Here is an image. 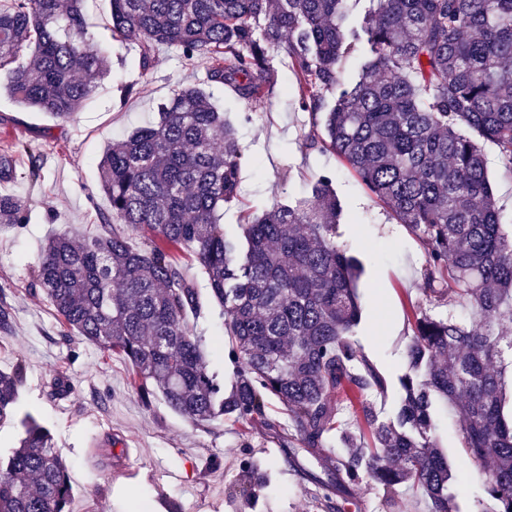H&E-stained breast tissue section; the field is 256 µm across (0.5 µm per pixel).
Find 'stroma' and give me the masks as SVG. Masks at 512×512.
<instances>
[{"label":"stroma","mask_w":512,"mask_h":512,"mask_svg":"<svg viewBox=\"0 0 512 512\" xmlns=\"http://www.w3.org/2000/svg\"><path fill=\"white\" fill-rule=\"evenodd\" d=\"M84 14L91 37L109 57L111 73L72 119L28 111L0 96V139L31 146L44 173L36 184L26 179L0 184V194L21 197L31 206L23 229L0 232V287L14 292L16 318L14 335L0 339V369L24 367L17 409L45 424L71 461V512H136L141 505L148 512H168L177 504L193 512H319L316 481L328 476L335 441L312 454L300 452L293 467L264 427L227 421L202 428L161 398L142 403L129 386L128 364L92 344L63 343L52 307L31 291L32 267L47 239L63 231L84 232L95 223L97 210L107 209L98 172L107 146L156 121L158 103L177 86L205 83L204 68L185 65L172 47H160L152 68L141 70L135 51L111 37L110 0H85ZM272 64L278 78L258 102L239 98L225 85L205 83L225 119L238 124L248 156L243 203L225 207L222 222L232 229L241 210L258 212L308 196L321 171L336 172L334 190L343 206L336 242L364 262L354 339L385 380L384 389L369 396L384 419L399 400L398 377L406 368L414 313H451L464 320L471 313L453 301L429 303L423 291L424 245L336 155L306 145L303 135L312 121L297 105L299 92L283 51L273 52ZM130 83L136 94L123 96L121 85ZM246 112L252 120L244 124L240 117ZM483 152L501 220L512 225V169L492 143H484ZM60 370L72 389L56 398L51 383ZM435 435L460 476L452 488L460 512H472L485 475L464 453L452 413L438 414ZM126 448L139 456L140 474L134 479L122 470ZM353 494L357 512H427L426 497L416 488L398 487L391 497L365 482Z\"/></svg>","instance_id":"stroma-1"}]
</instances>
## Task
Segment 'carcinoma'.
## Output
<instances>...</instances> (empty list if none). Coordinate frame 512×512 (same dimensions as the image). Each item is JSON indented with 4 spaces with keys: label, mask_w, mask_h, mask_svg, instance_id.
I'll list each match as a JSON object with an SVG mask.
<instances>
[{
    "label": "carcinoma",
    "mask_w": 512,
    "mask_h": 512,
    "mask_svg": "<svg viewBox=\"0 0 512 512\" xmlns=\"http://www.w3.org/2000/svg\"><path fill=\"white\" fill-rule=\"evenodd\" d=\"M84 0L0 5V75L20 105L73 118L110 73L88 36ZM112 33L153 66L161 46L201 65L206 81L265 96L270 52L285 50L299 108L325 114L330 148L427 248L428 301L475 307L470 321L416 318L391 417L365 399L384 380L352 339L361 318L360 261L336 243L341 206L325 170L309 199L274 204L231 234L246 149L200 85L173 90L155 123L112 143L98 163L109 210L80 242L49 238L33 271L66 342L122 357L140 398L160 396L201 427L259 423L285 459L336 436L334 479L320 506L370 481L419 488L428 512H459L455 475L435 437L436 405L460 418L461 444L484 470L472 512H512V231L501 223L479 140L512 167V0H111ZM355 56L345 76L340 61ZM44 179L30 148H0V184ZM28 202L0 195V225L28 223ZM149 233L137 244L130 233ZM189 252L228 342L212 352L236 369L230 388L210 366L187 315L210 312L176 253ZM15 331L13 294L0 289V338ZM24 368L0 371V422L15 417ZM358 405L365 440L342 427L336 396ZM281 406L289 430L268 415ZM0 452V512H70V463L34 416Z\"/></svg>",
    "instance_id": "obj_1"
}]
</instances>
